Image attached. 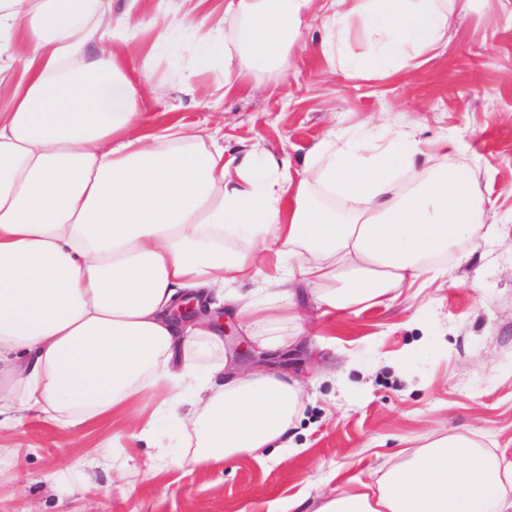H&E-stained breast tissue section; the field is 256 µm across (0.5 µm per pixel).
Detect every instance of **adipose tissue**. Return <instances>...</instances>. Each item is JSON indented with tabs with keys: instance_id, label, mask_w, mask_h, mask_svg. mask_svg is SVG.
Masks as SVG:
<instances>
[{
	"instance_id": "adipose-tissue-1",
	"label": "adipose tissue",
	"mask_w": 512,
	"mask_h": 512,
	"mask_svg": "<svg viewBox=\"0 0 512 512\" xmlns=\"http://www.w3.org/2000/svg\"><path fill=\"white\" fill-rule=\"evenodd\" d=\"M315 0H224L198 26L185 78L224 66V91L286 71ZM326 27L348 69L411 71L448 32L446 0H331ZM106 0H0V52L19 76L0 90V427L21 411L76 428L137 412L166 390L192 459L271 446L292 452L294 379L230 362L219 328L171 317L196 292L229 306L259 351L283 345L296 291L346 311L379 304L432 259L489 234L484 199L454 162L417 168L411 133L321 141L299 176L254 151L226 152L186 125L141 132L152 58L114 44L132 14ZM358 35L370 62L346 52ZM370 492L316 512H512V462L461 434L405 455Z\"/></svg>"
}]
</instances>
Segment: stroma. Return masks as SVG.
<instances>
[{"mask_svg": "<svg viewBox=\"0 0 512 512\" xmlns=\"http://www.w3.org/2000/svg\"><path fill=\"white\" fill-rule=\"evenodd\" d=\"M128 11L143 32L125 55L155 63L146 131L182 122L298 172L329 133L412 128L425 150L453 143L495 232L383 304L324 317L311 294L300 297L306 331L270 360L304 385L290 432L297 454L274 447L172 466L163 457L182 436L171 422L139 438L122 415L71 428L25 412L0 429V512H288L292 499L315 512L331 491L358 489L402 449L448 433L512 462V0H448L446 42L413 73L384 77L326 59L318 45L330 33L314 18L290 72L230 95L218 69L184 92L177 54L191 34L183 13L214 24L224 0H112L113 16ZM157 22L170 27L160 46Z\"/></svg>", "mask_w": 512, "mask_h": 512, "instance_id": "35a3bbf8", "label": "stroma"}]
</instances>
